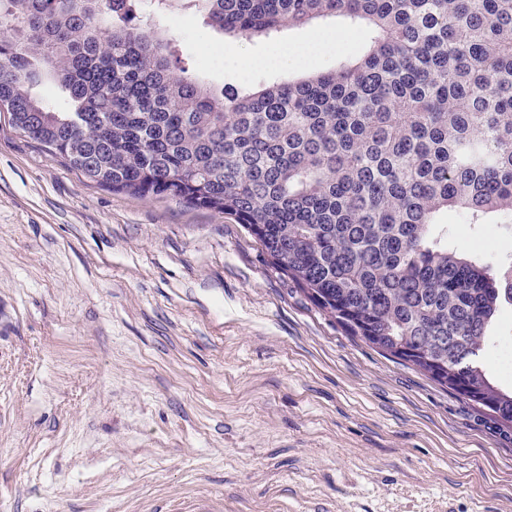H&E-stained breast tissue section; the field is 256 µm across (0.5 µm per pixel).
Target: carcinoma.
<instances>
[{
    "mask_svg": "<svg viewBox=\"0 0 512 512\" xmlns=\"http://www.w3.org/2000/svg\"><path fill=\"white\" fill-rule=\"evenodd\" d=\"M229 36L341 17L357 58L220 93L174 37L107 0H0V112L100 186L227 214L349 335L512 428L484 361L512 254L456 244L512 223V0H183ZM52 82L60 101L33 93Z\"/></svg>",
    "mask_w": 512,
    "mask_h": 512,
    "instance_id": "1",
    "label": "carcinoma"
}]
</instances>
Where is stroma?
Here are the masks:
<instances>
[{
	"mask_svg": "<svg viewBox=\"0 0 512 512\" xmlns=\"http://www.w3.org/2000/svg\"><path fill=\"white\" fill-rule=\"evenodd\" d=\"M160 27L217 92L271 84L241 62L277 44L367 43ZM0 512H512V433L350 336L243 225L91 182L0 112Z\"/></svg>",
	"mask_w": 512,
	"mask_h": 512,
	"instance_id": "stroma-1",
	"label": "stroma"
}]
</instances>
